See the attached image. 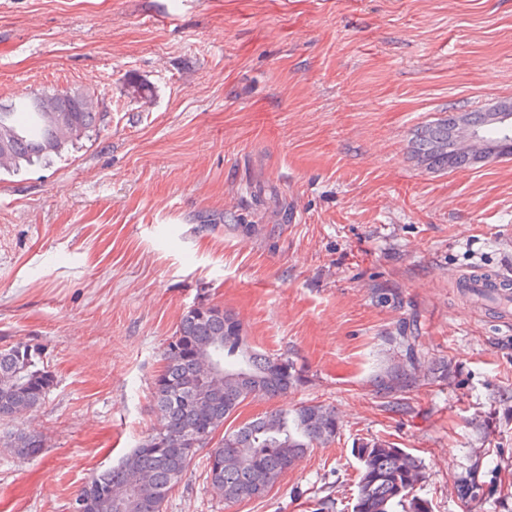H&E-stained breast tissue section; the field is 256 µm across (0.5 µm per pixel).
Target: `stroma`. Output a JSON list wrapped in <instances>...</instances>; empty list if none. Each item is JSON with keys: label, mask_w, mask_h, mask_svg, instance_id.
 <instances>
[{"label": "stroma", "mask_w": 512, "mask_h": 512, "mask_svg": "<svg viewBox=\"0 0 512 512\" xmlns=\"http://www.w3.org/2000/svg\"><path fill=\"white\" fill-rule=\"evenodd\" d=\"M70 88L104 123L0 173V346L39 345L55 378L0 421V512H70L159 428L163 351L201 304L302 377L228 426L323 404L338 432L234 503L198 452L164 512H352L374 441L422 461L431 512H512V325L456 288L512 279V158L430 172L406 151L512 99V0H0V101ZM406 336L419 378L392 410L375 382ZM20 429L40 455L11 452Z\"/></svg>", "instance_id": "obj_1"}]
</instances>
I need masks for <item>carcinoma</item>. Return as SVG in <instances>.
Listing matches in <instances>:
<instances>
[{
    "instance_id": "1",
    "label": "carcinoma",
    "mask_w": 512,
    "mask_h": 512,
    "mask_svg": "<svg viewBox=\"0 0 512 512\" xmlns=\"http://www.w3.org/2000/svg\"><path fill=\"white\" fill-rule=\"evenodd\" d=\"M94 95L83 89L23 95L0 102V124L13 134L2 140L0 150L11 156L4 167L19 172L36 162H47L74 145L99 125L101 113L85 106ZM479 148L459 143L448 148V117L417 126L407 141V153L431 171L475 166ZM176 336L186 349L164 350L163 380L154 384L153 399L163 424L116 466L93 476L75 500L89 502L85 512H163L171 492L182 483L197 450L209 448L206 479L226 501L259 498L278 481L297 458L316 444L336 437L335 411L324 405L275 409L214 441L213 432L224 427L250 397L275 396L301 384L294 363L281 356L259 353L247 345L241 324L219 305L191 309L182 317ZM221 348L224 382L198 387L204 372L201 354L213 344ZM415 358L387 371L376 384L377 392L394 395L416 379ZM54 386V377L41 367V357L26 341L0 348V419H13L39 405ZM203 426L210 433L199 436L197 448L181 446L184 436ZM165 439L169 450L156 453V441ZM22 458L39 455L40 435L19 432L9 442ZM232 452L226 454L224 449ZM360 463L353 512H429L428 503L413 495L425 482L422 462L403 448L373 442L357 449ZM135 486L138 500L118 510L113 502Z\"/></svg>"
}]
</instances>
